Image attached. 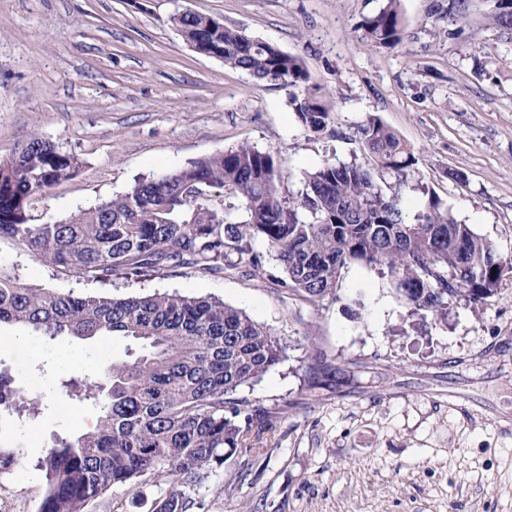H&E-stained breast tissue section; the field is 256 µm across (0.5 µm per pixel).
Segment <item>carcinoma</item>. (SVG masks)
Wrapping results in <instances>:
<instances>
[{
  "instance_id": "obj_1",
  "label": "carcinoma",
  "mask_w": 512,
  "mask_h": 512,
  "mask_svg": "<svg viewBox=\"0 0 512 512\" xmlns=\"http://www.w3.org/2000/svg\"><path fill=\"white\" fill-rule=\"evenodd\" d=\"M399 0H386L360 27L372 47L403 39ZM492 21L512 27V0H496ZM184 40L200 54L247 72L260 84L288 89L298 123L319 134L331 108L302 61L276 45L206 23V16L174 18ZM361 157L325 159L304 173L302 189L282 195L281 173L270 150L249 144L205 156L54 222H41L34 204L72 176L77 158L34 137L0 163V240L39 255L56 272L107 283L173 268L204 274L245 269L265 272L275 257L282 286L315 303L336 292L354 263L390 278L415 313L448 317V298L482 305L499 287L512 261L456 220L439 198L408 222L399 194L384 190L414 173L413 149L376 115L356 128ZM232 196L244 205L235 221L224 208ZM263 242L267 252L257 248ZM21 327L56 341L121 336L135 357L110 360L91 379H59L70 400L98 408L94 430L59 438L39 461L45 472L41 512H85L116 488H135L147 476L167 488L148 512H190V491L233 455H249L288 413V404L263 408L240 394L286 351L280 339L243 311L221 301L155 292L121 299L81 296L27 285L0 264V325ZM16 392L0 369V412L39 414V402L8 401Z\"/></svg>"
}]
</instances>
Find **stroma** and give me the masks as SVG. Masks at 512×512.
Masks as SVG:
<instances>
[{
    "label": "stroma",
    "mask_w": 512,
    "mask_h": 512,
    "mask_svg": "<svg viewBox=\"0 0 512 512\" xmlns=\"http://www.w3.org/2000/svg\"><path fill=\"white\" fill-rule=\"evenodd\" d=\"M382 4L0 0V162L35 135L77 157L76 173L37 203L44 221L245 143L277 150L281 190L294 195L324 159L354 160L356 127L375 114L418 159L400 189L406 218L435 195L512 260V29L493 23L495 0H465L459 36L448 0H400L402 42L366 46L359 27ZM186 11L300 58L331 104L327 130L300 126L286 88L195 52L173 22ZM0 262L61 292L220 300L287 343L283 361L242 389L260 406L288 404L287 418L262 450L229 457L195 487L201 512H512V272L482 306L449 299L447 320L436 323L360 265L313 305L281 287L272 257L262 276L177 268L106 284L56 275L6 239ZM20 333L0 327V364L42 412L0 414V448L23 452L0 472V512H40L37 460L55 438L96 423L94 406L60 388L54 354L69 351L85 374L126 347L63 337L21 351L11 343ZM319 352L330 367L312 388L308 365Z\"/></svg>",
    "instance_id": "stroma-1"
}]
</instances>
